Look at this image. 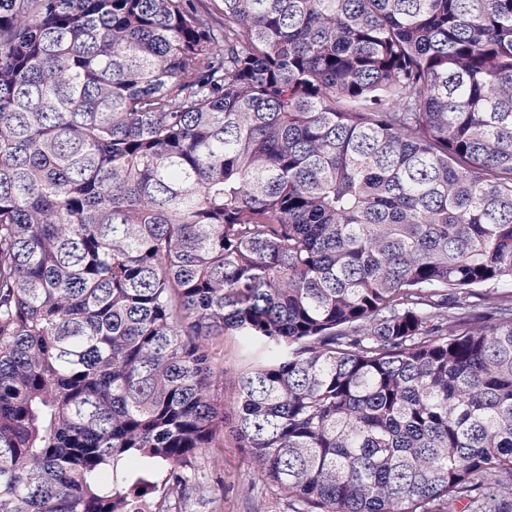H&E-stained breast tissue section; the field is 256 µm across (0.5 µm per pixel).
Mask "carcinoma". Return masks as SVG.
Here are the masks:
<instances>
[{
    "label": "carcinoma",
    "mask_w": 512,
    "mask_h": 512,
    "mask_svg": "<svg viewBox=\"0 0 512 512\" xmlns=\"http://www.w3.org/2000/svg\"><path fill=\"white\" fill-rule=\"evenodd\" d=\"M512 512V0H0V512ZM218 352L220 361H224V415L231 419L235 380L260 357V352L246 348L240 336L227 335H224V343H221ZM224 481V494L216 503L194 501L189 512H254L252 501H258L260 512H283L279 498L270 493L267 484L253 470L236 440L224 429V448H209L198 459L196 480L215 484Z\"/></svg>",
    "instance_id": "1"
}]
</instances>
